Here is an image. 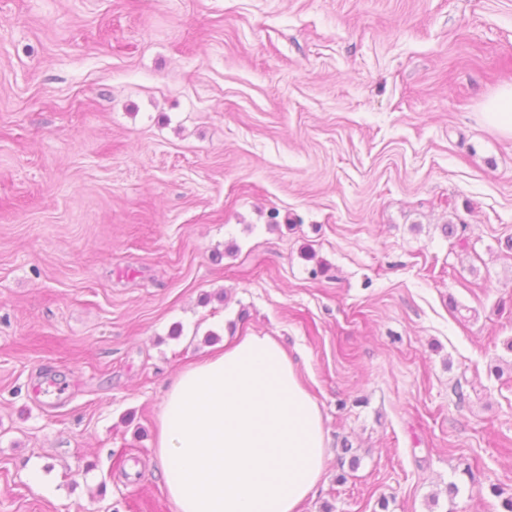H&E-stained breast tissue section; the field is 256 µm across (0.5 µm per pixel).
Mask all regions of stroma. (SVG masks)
I'll use <instances>...</instances> for the list:
<instances>
[{
	"label": "stroma",
	"instance_id": "35a3bbf8",
	"mask_svg": "<svg viewBox=\"0 0 512 512\" xmlns=\"http://www.w3.org/2000/svg\"><path fill=\"white\" fill-rule=\"evenodd\" d=\"M505 84L512 0H0V512H174L167 386L248 333L323 415L301 512H500ZM481 115L487 126L512 138V84L489 96L482 105Z\"/></svg>",
	"mask_w": 512,
	"mask_h": 512
}]
</instances>
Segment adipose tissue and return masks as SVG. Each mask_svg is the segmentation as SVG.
<instances>
[{
	"mask_svg": "<svg viewBox=\"0 0 512 512\" xmlns=\"http://www.w3.org/2000/svg\"><path fill=\"white\" fill-rule=\"evenodd\" d=\"M326 448L293 359L273 336L250 333L177 374L153 452L174 512H301Z\"/></svg>",
	"mask_w": 512,
	"mask_h": 512,
	"instance_id": "ef3b65f1",
	"label": "adipose tissue"
}]
</instances>
